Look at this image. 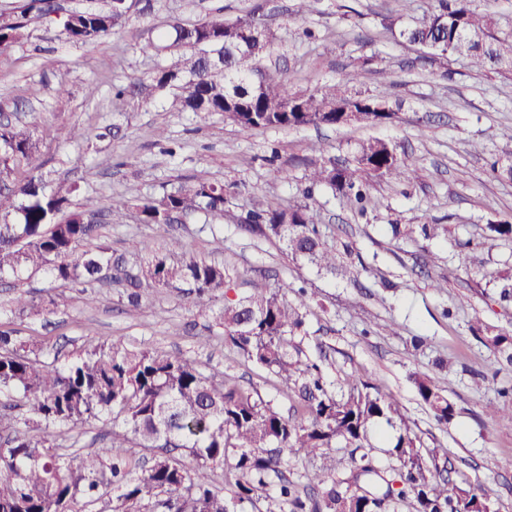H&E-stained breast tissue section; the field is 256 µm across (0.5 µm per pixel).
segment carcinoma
<instances>
[{"label":"carcinoma","mask_w":512,"mask_h":512,"mask_svg":"<svg viewBox=\"0 0 512 512\" xmlns=\"http://www.w3.org/2000/svg\"><path fill=\"white\" fill-rule=\"evenodd\" d=\"M483 0H437L423 17L392 36L428 47L437 56L462 55L477 71L512 67V34L495 33V20ZM130 6L109 0L103 9L72 11L60 23L75 42H93L122 25ZM51 0H15L0 21V50L19 42L29 27L51 18ZM270 16L255 6L235 19L212 18L191 26L170 25L169 61L151 77L152 87L170 90L181 108L198 114L221 113L243 131L336 126L342 112L372 113L371 124H386L382 97L348 92L325 83L311 93H290L277 70L262 65L269 54ZM38 116L23 124L0 126V280L24 272L43 273L63 288L86 292L110 281L121 302L139 309L145 290L174 292L199 314H210L224 330V343L267 371L280 392L295 402L282 415L258 390L244 388L224 374L205 373L180 352L129 350L118 343L84 350L62 362L58 355L16 339L11 321L0 319V512H245L260 492L275 485L266 512H491L486 491L466 489L448 475L447 454L423 446L394 395L354 374L339 395L326 372V356L302 348L310 307L306 289L286 281L257 288L235 299L224 266L193 255L172 261L147 253L131 240L132 259L115 258L98 243V215L105 211L121 224L127 205L88 201L73 207L78 187L51 189L40 179L18 177L36 142ZM309 150L320 163L305 176L303 197L327 188L352 202L359 216L368 211L370 179L402 180L405 161L382 140L362 144L356 165L337 167L321 143ZM224 185L199 180L159 196L137 200L143 224L170 227L203 212L205 227L221 228ZM238 228L279 242L285 254L334 276L347 272L352 251L327 245L308 205L258 204L238 218ZM395 233L424 240L443 231L440 224L392 225ZM41 304L26 292L12 300L10 313L38 314ZM473 333L512 366V335L482 323ZM419 400L439 425L455 416L448 397L425 375L414 374ZM95 423L107 446L84 452L77 426ZM394 430L390 455L395 465H375L373 431ZM63 429L68 445L50 446ZM160 448L144 472L133 471L127 449ZM349 450L350 470L336 474V449ZM303 452L320 460L308 484L283 474L285 455ZM224 473V486L213 478ZM112 499L105 500L107 493Z\"/></svg>","instance_id":"1"}]
</instances>
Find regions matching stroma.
Returning a JSON list of instances; mask_svg holds the SVG:
<instances>
[{"instance_id":"1","label":"stroma","mask_w":512,"mask_h":512,"mask_svg":"<svg viewBox=\"0 0 512 512\" xmlns=\"http://www.w3.org/2000/svg\"><path fill=\"white\" fill-rule=\"evenodd\" d=\"M255 0H136L124 25L92 43H76L49 22L26 32L0 55V113L15 117L33 108L42 124L26 175L57 188L78 182L83 196L102 202L159 195L197 180L226 188L224 229L206 230L197 214L169 232L139 223L128 210L123 223H102L100 235L114 253L130 240L168 248L172 239L194 254L223 263L234 293L272 288L279 281L305 280L314 293L304 348L325 350L332 378L356 372L391 392L405 407L425 446L445 449L451 476L466 488H484L494 512H512V422L491 417L487 404L512 385V367L492 374L493 352L472 334L483 321L512 333V301L500 299L504 277H512V239L489 236V224L512 222V179L492 178L486 160L512 161V71L480 73L463 56L429 57L394 39L382 25H403L422 16L435 0H316L313 12L297 16L296 0H265L271 15L272 53L289 91H311L336 82L349 91L386 96L400 105L386 125L351 123L335 128L264 129L245 132L222 115L182 111L166 90L116 100L113 86L150 79L163 54H143L174 22L232 19ZM312 28L316 40L302 36ZM68 92L57 95L59 82ZM38 98H30L31 85ZM120 124L117 137L104 127ZM178 144L168 154L159 134ZM382 139L408 163V180L374 178V206L366 218L352 204L322 191L311 204L328 245L349 242L362 260L357 283L318 273L306 261L287 257L279 243L241 233L234 218L251 203L284 207L301 203L306 169L298 160L307 145L322 141L340 165L353 164L359 146ZM166 140V141H167ZM278 149V164L263 157ZM292 178L283 181L279 163ZM444 224L448 234L415 242L393 237L395 224ZM430 252L433 264L417 262ZM20 338L72 359L85 348L119 343L129 349L178 351L197 359L205 372H220L274 400L282 413L291 403L276 379L225 346L219 327L172 294L150 293L145 308L127 309L113 286L94 290L93 301L70 292L68 308L16 322ZM425 340L413 348L412 337ZM448 369L436 367V358ZM430 377L455 406L448 426L438 425L418 400L412 373Z\"/></svg>"}]
</instances>
